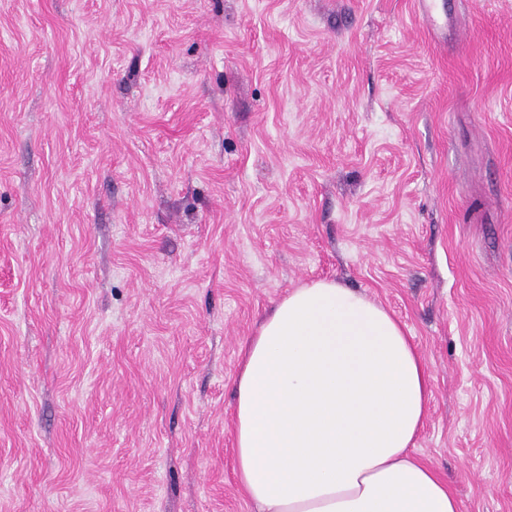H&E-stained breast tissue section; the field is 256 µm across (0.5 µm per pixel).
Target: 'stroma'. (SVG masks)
<instances>
[{
	"instance_id": "stroma-1",
	"label": "stroma",
	"mask_w": 512,
	"mask_h": 512,
	"mask_svg": "<svg viewBox=\"0 0 512 512\" xmlns=\"http://www.w3.org/2000/svg\"><path fill=\"white\" fill-rule=\"evenodd\" d=\"M0 0V512H252L240 352L328 279L512 512V0Z\"/></svg>"
}]
</instances>
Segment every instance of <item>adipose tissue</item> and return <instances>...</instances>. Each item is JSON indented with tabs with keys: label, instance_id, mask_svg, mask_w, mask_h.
<instances>
[{
	"label": "adipose tissue",
	"instance_id": "1",
	"mask_svg": "<svg viewBox=\"0 0 512 512\" xmlns=\"http://www.w3.org/2000/svg\"><path fill=\"white\" fill-rule=\"evenodd\" d=\"M431 376L405 325L333 280L288 292L244 344L235 471L257 512H460L412 454Z\"/></svg>",
	"mask_w": 512,
	"mask_h": 512
}]
</instances>
